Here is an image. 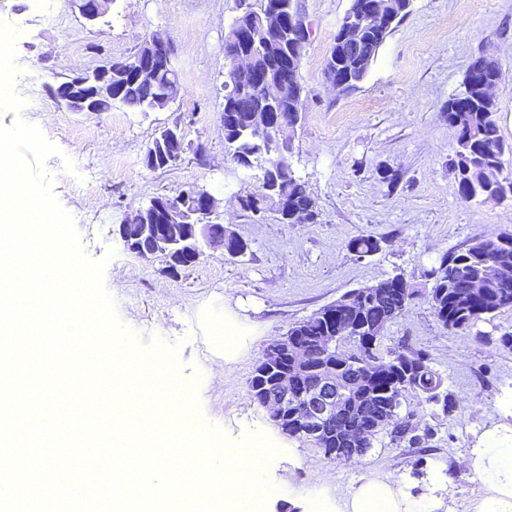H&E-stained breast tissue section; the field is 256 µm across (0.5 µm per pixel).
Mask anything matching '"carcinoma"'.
Listing matches in <instances>:
<instances>
[{"instance_id":"1","label":"carcinoma","mask_w":512,"mask_h":512,"mask_svg":"<svg viewBox=\"0 0 512 512\" xmlns=\"http://www.w3.org/2000/svg\"><path fill=\"white\" fill-rule=\"evenodd\" d=\"M281 10L286 14L292 10L302 11L300 0H258V7L237 18L224 38V52L233 61L246 49V44L237 38L238 30L270 11ZM385 39H365L361 46V66L339 59L338 46L331 45L324 63L325 78L342 85L350 93L356 90L377 60ZM261 70L269 73L280 86L282 109L278 118L290 125H297L304 112L301 73L277 60L275 49L268 50V57L258 61ZM499 66L496 60L481 56L468 67L464 90L448 99L444 106L448 124L457 132V141H465L471 160L469 171H464L459 160H454L453 169L458 190L466 201L501 202L512 200V163L505 157H512V144L501 134L495 112L496 105L483 87V81L496 78ZM113 97L116 102L142 111L163 110L179 97L180 80L169 81L160 78L154 84L137 83L129 76L115 70L112 78ZM257 103L256 95L242 92L234 87L224 94V145L229 155L243 162V169L254 172L261 184L278 188L284 207L263 194H250L246 210L252 213L276 211L282 223L302 224L314 221L317 216L316 203L307 190L306 183L296 177L282 154L289 152V146L280 144L269 133L258 134L249 129V117ZM348 248L359 258H365L381 249V241L372 235H359L348 242ZM435 282L430 291L422 293L419 286L397 274L374 285L380 297L374 302L362 300L363 290L348 293L353 298L349 305L335 309L329 304L310 317L288 328V333L299 336L300 344L308 354L311 372L303 381L313 384L320 368L328 363L325 350L315 345L320 336H331L332 326L341 323L350 329V336L343 340L352 345L351 356L354 364L339 372V377L356 392V397L370 403L389 396L403 405L405 394L413 392L430 403H442L444 411L451 413L456 408L452 395L444 390V379L433 367L427 355H409L403 348L396 347L380 351V344L388 328L409 312L414 300L423 296L427 299L435 317L450 330L469 328L476 322L492 316L501 310H512V234L481 238L463 251L445 252L434 271ZM493 279L497 288L483 308L472 303L468 282L471 279ZM418 361L417 369L407 371V357ZM355 411L346 409L342 421L336 423L334 434L326 440L325 447L336 451V458L344 462L355 460L350 449L373 447V442L349 441L347 424L354 420ZM412 412L395 417L381 432L390 435L391 441L408 440L414 445L420 441L415 429L409 426Z\"/></svg>"}]
</instances>
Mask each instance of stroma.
Here are the masks:
<instances>
[{"label":"stroma","instance_id":"1","mask_svg":"<svg viewBox=\"0 0 512 512\" xmlns=\"http://www.w3.org/2000/svg\"><path fill=\"white\" fill-rule=\"evenodd\" d=\"M51 2L54 18L44 22L42 0H0V22L19 29L14 91L27 103V122L57 149L46 160L55 197L73 218L87 257L106 260L104 280L121 321L142 342L163 338L182 381L200 376V432L217 427L229 448L265 433L277 451L263 474L276 489H292L296 502L308 498L320 477L346 491L376 477L417 499L435 476L441 499L455 512H470L481 483L455 460L507 414L501 399L512 392V349L498 338L512 333V310L451 331L425 300H416L383 345L429 355L457 408L449 416L441 405L407 394L403 408L415 412L427 437L411 445L380 435L351 464L326 459L307 441L284 440L252 400L248 382L267 343L347 292L397 273L424 282L444 252L479 236L512 233L511 201L459 196L456 133L443 113L462 91L471 62L494 57L496 117L512 142V0H413L349 95L330 88L323 68L351 0H302L310 24L301 67L305 112L289 162L317 204V219L306 224L242 210L238 199L255 192L256 180L224 148V35L255 0H113L111 12L93 24L70 0ZM154 31L169 38L183 87L169 108L143 112L117 104L108 112H69L49 96L46 86L57 76L126 59ZM166 127L180 129L182 157L171 168L146 170L141 158ZM386 170L402 176L395 190L381 179ZM193 185L214 195L212 222L230 226L247 249L228 260L203 248L173 278L163 256L131 254L118 226L129 210ZM362 234L381 238V251L357 258L347 243ZM224 320L238 322L247 338L231 360L212 331Z\"/></svg>","mask_w":512,"mask_h":512}]
</instances>
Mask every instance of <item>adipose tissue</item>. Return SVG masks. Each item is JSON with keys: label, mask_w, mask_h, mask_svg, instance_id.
I'll use <instances>...</instances> for the list:
<instances>
[{"label": "adipose tissue", "mask_w": 512, "mask_h": 512, "mask_svg": "<svg viewBox=\"0 0 512 512\" xmlns=\"http://www.w3.org/2000/svg\"><path fill=\"white\" fill-rule=\"evenodd\" d=\"M457 465L484 486L475 512H512V422L493 430L490 440L458 458ZM311 506L314 512H439L441 504L427 500L412 505L397 485L368 478L350 491L317 493Z\"/></svg>", "instance_id": "1"}]
</instances>
